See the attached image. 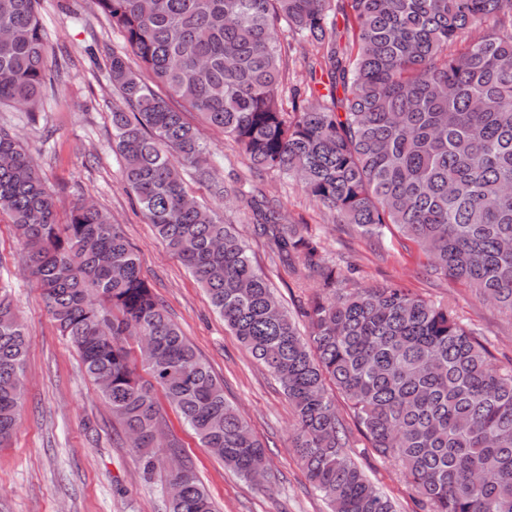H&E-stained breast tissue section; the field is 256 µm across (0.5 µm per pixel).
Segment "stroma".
<instances>
[{
  "instance_id": "stroma-1",
  "label": "stroma",
  "mask_w": 512,
  "mask_h": 512,
  "mask_svg": "<svg viewBox=\"0 0 512 512\" xmlns=\"http://www.w3.org/2000/svg\"><path fill=\"white\" fill-rule=\"evenodd\" d=\"M66 14L57 0H42L49 41L67 51L69 61L55 103L37 120L0 109V125L10 127L37 160L65 221L80 198L111 213L139 252L143 273L174 321L224 382L229 402L238 406L266 448L268 478L248 482L202 448L171 407L167 423L178 438L219 512H328V506L298 462L293 443L294 415L280 385L247 352L209 305L184 266L166 250L143 218L132 192L122 183L120 158L112 150V106L117 99L108 74V56L121 48L93 0H72ZM202 137L218 162L216 175L226 189H259L276 200L286 219L321 239L327 260L360 285L398 281L423 297L447 305L489 349L494 366L512 368V318L477 300L462 284L423 274L397 238L366 239L348 226L332 223L326 209L297 180L255 173L223 133L203 129ZM250 248L255 265L267 273L279 296L301 314L318 291L310 279L272 261L269 249L243 209H223ZM27 254L6 215L0 214V283L8 285L29 333L25 368L27 402L8 444L0 445V494L10 512H165L163 463L144 471L136 449L121 444L120 429L108 406L84 375L75 350L60 336L36 282L27 275ZM349 455L373 484L413 512L412 490L400 468L376 456L366 438L352 431Z\"/></svg>"
}]
</instances>
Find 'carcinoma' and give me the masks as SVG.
Here are the masks:
<instances>
[{
	"label": "carcinoma",
	"mask_w": 512,
	"mask_h": 512,
	"mask_svg": "<svg viewBox=\"0 0 512 512\" xmlns=\"http://www.w3.org/2000/svg\"><path fill=\"white\" fill-rule=\"evenodd\" d=\"M138 62L112 52V148L122 180L166 249L213 310L278 381L293 407L294 448L330 512H396L346 452L354 425L399 465L427 512H512V371L448 308L398 282L349 285L319 238L263 195H234L272 259L314 278L322 294L302 331L215 210L188 196L190 168L213 194L224 184L187 119L196 113L259 170L293 177L335 224L411 242L425 268L512 317V0H96ZM347 21L344 48L329 17ZM493 19V27L471 32ZM286 25L314 46L310 67L331 90L283 109ZM0 106L36 119L56 99L40 0H0ZM151 82H146L143 74ZM343 97L337 98V90ZM0 213L29 255L28 272L58 331L142 452L159 445L162 393L202 447L259 483L266 452L224 383L171 319L112 216L79 200L59 223L33 156L0 126ZM30 345L0 287V443L25 402ZM143 369L142 376L138 369ZM168 512H216L193 467Z\"/></svg>",
	"instance_id": "1"
}]
</instances>
